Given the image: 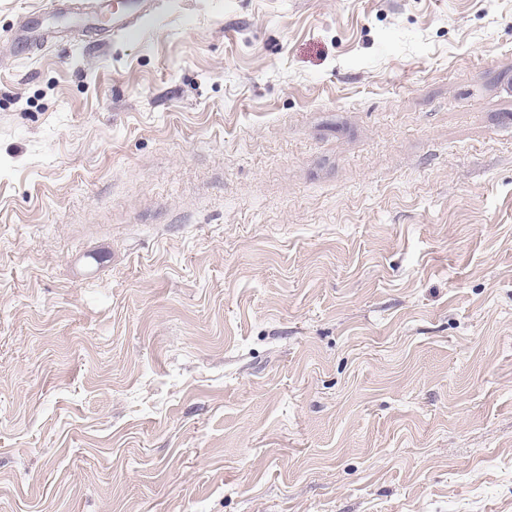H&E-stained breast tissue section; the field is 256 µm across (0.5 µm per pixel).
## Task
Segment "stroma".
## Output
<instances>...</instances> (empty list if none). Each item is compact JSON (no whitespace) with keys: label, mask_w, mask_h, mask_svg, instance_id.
<instances>
[{"label":"stroma","mask_w":512,"mask_h":512,"mask_svg":"<svg viewBox=\"0 0 512 512\" xmlns=\"http://www.w3.org/2000/svg\"><path fill=\"white\" fill-rule=\"evenodd\" d=\"M49 2L0 0V512H512V0ZM154 5L155 0H132L116 6L112 16V32L130 30L142 16L153 10Z\"/></svg>","instance_id":"stroma-1"}]
</instances>
